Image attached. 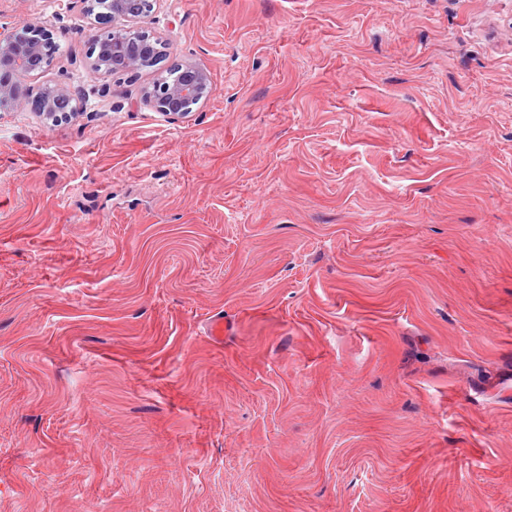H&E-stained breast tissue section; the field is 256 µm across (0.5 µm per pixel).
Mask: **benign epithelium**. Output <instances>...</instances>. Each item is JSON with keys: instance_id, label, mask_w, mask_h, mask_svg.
<instances>
[{"instance_id": "1", "label": "benign epithelium", "mask_w": 512, "mask_h": 512, "mask_svg": "<svg viewBox=\"0 0 512 512\" xmlns=\"http://www.w3.org/2000/svg\"><path fill=\"white\" fill-rule=\"evenodd\" d=\"M157 0H112L109 28L92 32L86 67L98 80L114 74L132 73L141 68L138 59L128 53V45L137 44L140 53H161L162 41L150 37L136 27L137 20L149 13ZM53 32L31 26L23 33L0 31V109H30L42 116L66 115L75 112L73 91L56 84L42 89L36 96L13 82V76L44 71ZM171 81H159L147 93L156 111L180 117L207 97L211 90L210 74L197 62H184Z\"/></svg>"}]
</instances>
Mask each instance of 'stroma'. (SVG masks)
I'll return each mask as SVG.
<instances>
[{
	"mask_svg": "<svg viewBox=\"0 0 512 512\" xmlns=\"http://www.w3.org/2000/svg\"><path fill=\"white\" fill-rule=\"evenodd\" d=\"M83 11L0 0L87 104L0 111V512H512V0ZM155 2L157 0H112V10L108 11L111 27L95 30L89 36L91 49L86 67L94 78L105 80L113 74L140 69L139 60L128 53L132 42L140 53L162 52V41L136 27L137 20L149 13ZM179 74L172 82L159 81L147 93V98L158 112L180 117L192 111L211 90L210 74L197 62H184L177 67Z\"/></svg>",
	"mask_w": 512,
	"mask_h": 512,
	"instance_id": "35a3bbf8",
	"label": "stroma"
}]
</instances>
